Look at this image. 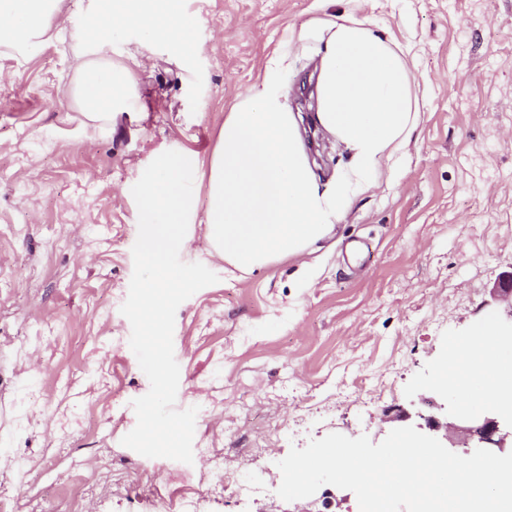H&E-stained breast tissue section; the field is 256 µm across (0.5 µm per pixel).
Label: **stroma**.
Listing matches in <instances>:
<instances>
[{
  "label": "stroma",
  "instance_id": "35a3bbf8",
  "mask_svg": "<svg viewBox=\"0 0 512 512\" xmlns=\"http://www.w3.org/2000/svg\"><path fill=\"white\" fill-rule=\"evenodd\" d=\"M202 47L69 28L147 58L111 124L87 119L77 41L0 45V495L6 512H359L282 500L278 463L331 433L382 442L404 413L455 421L450 343L512 327V0H180ZM367 21L412 65L419 123L380 187L320 249L249 273L199 223L147 336L140 177L207 161L224 114L288 52L290 111L322 21ZM260 492L230 497L216 472ZM223 478V479H224Z\"/></svg>",
  "mask_w": 512,
  "mask_h": 512
}]
</instances>
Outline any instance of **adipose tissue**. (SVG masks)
Wrapping results in <instances>:
<instances>
[{"instance_id": "ef3b65f1", "label": "adipose tissue", "mask_w": 512, "mask_h": 512, "mask_svg": "<svg viewBox=\"0 0 512 512\" xmlns=\"http://www.w3.org/2000/svg\"><path fill=\"white\" fill-rule=\"evenodd\" d=\"M0 9V43L22 44L45 35L57 20V0H7ZM95 18L113 27L136 26L148 38L175 42L197 52L193 17L178 0H87ZM318 50L316 110L319 131L351 154L347 170L325 178L310 161L304 118L286 103L284 58L272 60L260 83L238 96L207 165L159 159L139 185L140 253L147 271L145 298L134 315L146 335L164 316L165 288L181 273L167 262L187 243L186 224L194 209L196 181L206 183L204 222L213 253L241 270L297 258L325 239L354 200L377 188L386 169L402 154L418 124L410 63L395 43L376 36L368 23L324 22ZM88 61L77 96L87 117L107 122L135 84L137 55L114 64ZM442 381L461 392L481 389L483 403H512V354L492 325L451 346L440 370Z\"/></svg>"}]
</instances>
